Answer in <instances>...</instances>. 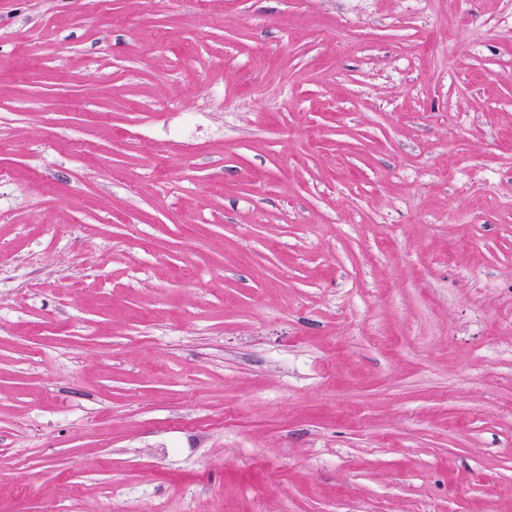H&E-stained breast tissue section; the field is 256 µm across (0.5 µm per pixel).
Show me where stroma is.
Listing matches in <instances>:
<instances>
[{
    "label": "stroma",
    "mask_w": 512,
    "mask_h": 512,
    "mask_svg": "<svg viewBox=\"0 0 512 512\" xmlns=\"http://www.w3.org/2000/svg\"><path fill=\"white\" fill-rule=\"evenodd\" d=\"M0 512H512V0H0Z\"/></svg>",
    "instance_id": "stroma-1"
}]
</instances>
